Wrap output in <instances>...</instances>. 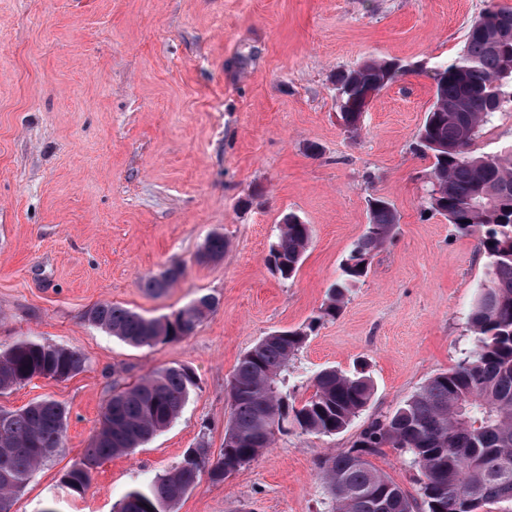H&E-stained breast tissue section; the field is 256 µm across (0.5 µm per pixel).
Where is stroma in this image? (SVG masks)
Listing matches in <instances>:
<instances>
[{
    "label": "stroma",
    "mask_w": 512,
    "mask_h": 512,
    "mask_svg": "<svg viewBox=\"0 0 512 512\" xmlns=\"http://www.w3.org/2000/svg\"><path fill=\"white\" fill-rule=\"evenodd\" d=\"M512 0H0V350L23 338L87 359L66 380L0 395L17 409L51 397L68 411L64 446L12 512H116L131 489L176 466L199 438L224 446L230 376L269 334L315 323L288 377L301 402L325 367L367 363L368 406L341 433L292 429L221 484L201 477L175 512H327L324 460L349 449L475 346L468 313L489 269L478 238L429 212L431 160L416 149L434 102L433 69L460 54L469 23ZM368 58L408 72L342 126L334 76ZM512 145V107L471 149ZM381 197L399 222L335 319L316 321ZM311 230L295 277L268 263L279 223ZM221 232V261L199 258ZM182 274L155 297L145 277ZM202 294L219 304L183 339L132 347L91 325L111 301L170 316ZM168 366L196 379L172 425L93 470L61 478L89 447L113 388ZM373 464L408 495L418 472L399 449Z\"/></svg>",
    "instance_id": "stroma-1"
}]
</instances>
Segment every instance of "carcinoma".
I'll return each instance as SVG.
<instances>
[{
	"label": "carcinoma",
	"instance_id": "1",
	"mask_svg": "<svg viewBox=\"0 0 512 512\" xmlns=\"http://www.w3.org/2000/svg\"><path fill=\"white\" fill-rule=\"evenodd\" d=\"M492 13L501 16L497 27L486 21ZM405 72L395 61L371 58L344 73L346 91L336 106L351 133L361 131L367 92L381 91ZM434 79L435 101L418 134L419 150L433 159L427 204L459 233L479 235L488 259L490 278L478 289L468 319L476 344L455 368L429 379L390 416L371 422L354 447L323 462L331 512H480L489 503H512V147L482 155L471 150L489 117L512 105V10L489 8L474 19L461 54L437 67ZM369 215L317 316L303 327L269 334L239 359L229 381L230 417L219 456L200 439L170 471L129 491L119 512H173L201 474L214 484L224 482L270 447L276 432L291 425L333 436L369 404L375 387L363 368L316 372L314 393L299 405L284 392L289 368L315 324L338 315L346 292L368 275L372 255L398 223L393 206L380 197L369 200ZM310 237L309 225L297 215L283 217L269 252L281 278L295 276ZM225 246L224 235L215 232L200 258L219 261ZM181 274L169 268L145 278L143 288L161 295ZM217 304L215 296L203 294L171 318H147L103 302L87 319L130 345H149L189 336ZM85 365L76 348L18 340L0 351V394L36 376L68 379ZM194 384L188 369L169 366L113 390L91 446L64 474V486L84 492L94 468L169 427ZM67 418L66 407L51 398L18 409L0 406V512H10L32 475L62 448ZM386 446L403 451L419 471V497L406 494L369 460Z\"/></svg>",
	"mask_w": 512,
	"mask_h": 512
}]
</instances>
